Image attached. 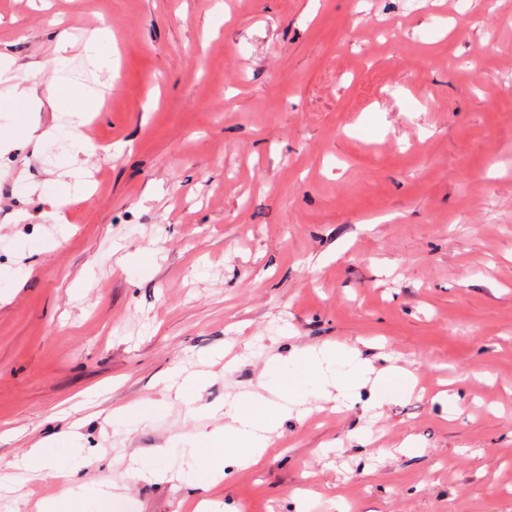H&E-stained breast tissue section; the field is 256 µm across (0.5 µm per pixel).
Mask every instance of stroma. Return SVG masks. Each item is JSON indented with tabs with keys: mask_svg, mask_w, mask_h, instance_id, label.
I'll list each match as a JSON object with an SVG mask.
<instances>
[{
	"mask_svg": "<svg viewBox=\"0 0 512 512\" xmlns=\"http://www.w3.org/2000/svg\"><path fill=\"white\" fill-rule=\"evenodd\" d=\"M469 7L462 39L456 0H0L38 100L0 128L64 126L40 70L62 30L103 96L68 235L48 216L67 140L0 153V475L33 448L87 461L24 472L0 512L64 490L98 512L103 474L123 512H512V0ZM325 345L337 377L384 350L420 389L374 410L367 384L336 413L305 381L259 464L186 479L181 443L225 424L211 407L269 396L292 370L269 357ZM222 348L195 408L163 390ZM449 378L459 414L433 402Z\"/></svg>",
	"mask_w": 512,
	"mask_h": 512,
	"instance_id": "1",
	"label": "stroma"
}]
</instances>
